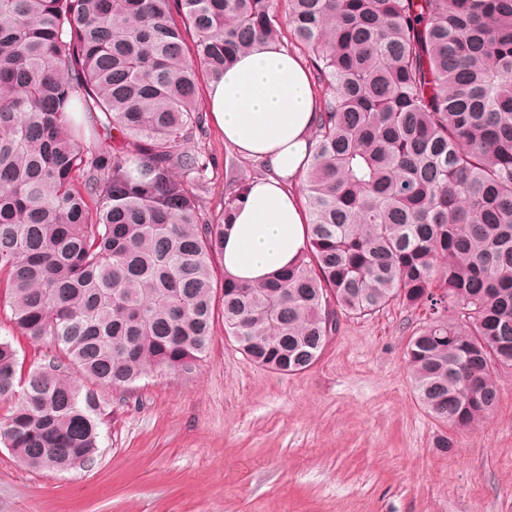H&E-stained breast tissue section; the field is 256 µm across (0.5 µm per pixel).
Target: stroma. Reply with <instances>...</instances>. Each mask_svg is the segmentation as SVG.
<instances>
[{
  "mask_svg": "<svg viewBox=\"0 0 512 512\" xmlns=\"http://www.w3.org/2000/svg\"><path fill=\"white\" fill-rule=\"evenodd\" d=\"M189 148L210 160L202 196L224 209L228 177L261 176L204 118ZM431 321L399 305L344 321L320 359L295 375L248 359L215 323L194 373L154 372L136 388H104L100 449L67 471L23 467L0 444V512H512V370L498 373L487 422L452 432L419 406L404 349ZM0 338L24 367L56 349Z\"/></svg>",
  "mask_w": 512,
  "mask_h": 512,
  "instance_id": "1",
  "label": "stroma"
}]
</instances>
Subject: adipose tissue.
<instances>
[{
	"label": "adipose tissue",
	"mask_w": 512,
	"mask_h": 512,
	"mask_svg": "<svg viewBox=\"0 0 512 512\" xmlns=\"http://www.w3.org/2000/svg\"><path fill=\"white\" fill-rule=\"evenodd\" d=\"M207 98L225 143L266 168L250 179L224 232L225 272L260 282L295 262L307 245L309 218L294 187L313 154L318 102L310 72L297 55L262 43L211 81Z\"/></svg>",
	"instance_id": "ef3b65f1"
}]
</instances>
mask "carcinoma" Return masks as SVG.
I'll return each instance as SVG.
<instances>
[{
	"label": "carcinoma",
	"instance_id": "obj_1",
	"mask_svg": "<svg viewBox=\"0 0 512 512\" xmlns=\"http://www.w3.org/2000/svg\"><path fill=\"white\" fill-rule=\"evenodd\" d=\"M285 31L330 90L308 244L243 283L216 262L246 183L212 216L208 158L180 144L203 83ZM392 304L434 315L404 353L423 410L485 423L512 369V0H0V310L59 351L23 377L0 340V401L21 394L0 443L22 464L90 461L98 387L194 372L218 320L293 375Z\"/></svg>",
	"mask_w": 512,
	"mask_h": 512
}]
</instances>
